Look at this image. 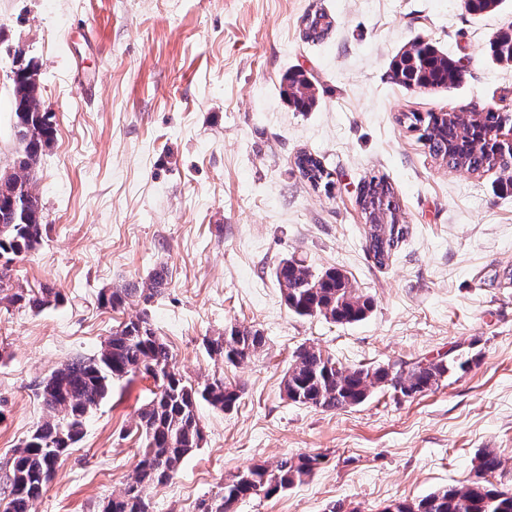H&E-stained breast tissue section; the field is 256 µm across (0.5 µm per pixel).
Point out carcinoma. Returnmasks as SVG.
Wrapping results in <instances>:
<instances>
[{"mask_svg": "<svg viewBox=\"0 0 512 512\" xmlns=\"http://www.w3.org/2000/svg\"><path fill=\"white\" fill-rule=\"evenodd\" d=\"M503 2L465 0V7L481 15L499 10ZM331 25L324 13L314 17L306 25L305 39L313 43L322 40ZM486 52L498 64H512V23L490 39ZM463 73L458 60L424 41H415L402 50L390 67L392 82L412 90L450 89L459 85ZM283 94L299 112L316 107L314 85L301 73L288 75ZM405 119L408 128L419 132V140L433 157L451 169L471 173L495 169L500 189L512 193V154L498 153L496 140L499 127L512 123L511 113L490 106L470 127L459 123L450 112H428L424 118L412 112ZM295 165L312 187L329 186L330 173L321 169V161L312 154H299ZM362 199L370 208L376 203L383 205L392 218L400 212L399 201L382 176L372 175L363 181ZM363 232L369 254L377 266L383 267L396 254L408 226L378 223L372 218ZM42 234V208L35 203L26 223H0V257L10 262L29 253ZM274 275L288 310L299 317L322 316L339 324H352L366 319L373 310V300L358 292L335 268L316 271L291 256L278 262ZM166 286L167 273L159 268L140 282L100 294V302L113 310L135 301L146 305ZM59 301L60 293L53 288L16 289L11 278L0 272V303L23 302L40 310ZM264 345L260 330L238 324L224 328L221 336L205 340L209 356L234 367L255 356ZM472 362L473 358L460 352L432 360L349 367L319 349L301 346L293 352L283 389L294 404L336 411L363 403L377 389L391 388L414 398L438 388L448 377L468 371ZM135 375L152 379L156 387L137 416L142 457L134 483L104 501L101 512H150L145 488L172 479L184 458L200 447L203 431L197 413L199 403L205 401L215 409L231 411L242 393L241 388L220 379L195 384L185 378L175 367L170 346L159 336L147 312H141L113 331L97 354L63 363L35 384L46 416L13 450L6 485L0 493V501L7 500V512H32L33 504L47 489L51 459L66 456L81 440L87 414L97 409L112 384ZM322 460L319 454L284 455L269 465L244 468L224 483L222 494L204 505L202 512H226L215 507L285 490L311 476ZM476 460L475 478L468 484L439 488L415 502H395L382 512H512V489L488 479L502 468L500 457L494 449L483 448Z\"/></svg>", "mask_w": 512, "mask_h": 512, "instance_id": "cac0c4a2", "label": "carcinoma"}]
</instances>
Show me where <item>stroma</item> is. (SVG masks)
<instances>
[{"mask_svg":"<svg viewBox=\"0 0 512 512\" xmlns=\"http://www.w3.org/2000/svg\"><path fill=\"white\" fill-rule=\"evenodd\" d=\"M332 20L320 43L302 21ZM512 22L473 15L464 0H0V26L42 66L57 135L36 168L46 230L11 265L14 284L62 295L40 310L0 304V462L42 420L34 384L98 352L139 305L114 312L101 292L165 266L147 311L192 382L243 387L233 410L200 404V447L149 490L152 512H200L238 470L284 454L326 459L303 483L237 501L233 512H382L473 474L479 449L503 462L512 487V194L496 171L469 173L431 156L409 112L512 110V66L484 54ZM429 41L466 67L452 91L407 90L389 77L395 55ZM0 52V170L18 144ZM304 71L318 102L295 111L283 95ZM318 155L331 191L296 171ZM392 186L408 233L385 267L369 258L357 199L365 176ZM286 256L340 269L374 302L353 324L289 312L274 269ZM236 323L266 338L238 366L209 357L206 338ZM313 346L349 366L433 359L472 349L470 370L403 398L378 389L324 411L288 401L293 352ZM154 382L115 384L84 422L35 512H101L135 477L137 414Z\"/></svg>","mask_w":512,"mask_h":512,"instance_id":"stroma-1","label":"stroma"}]
</instances>
